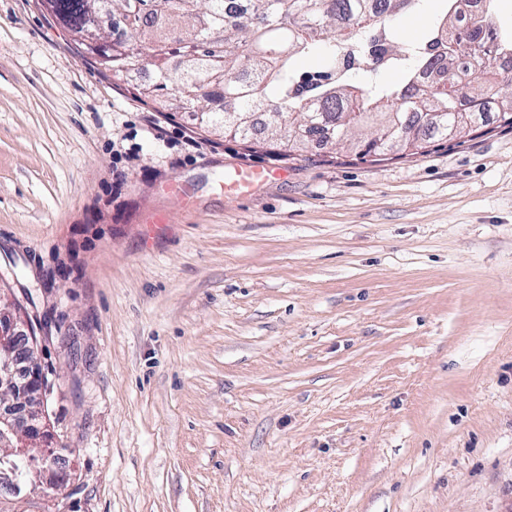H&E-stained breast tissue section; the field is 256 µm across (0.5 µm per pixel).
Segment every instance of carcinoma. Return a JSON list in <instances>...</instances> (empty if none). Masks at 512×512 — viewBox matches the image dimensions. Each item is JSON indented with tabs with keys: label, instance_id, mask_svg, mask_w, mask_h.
<instances>
[{
	"label": "carcinoma",
	"instance_id": "1",
	"mask_svg": "<svg viewBox=\"0 0 512 512\" xmlns=\"http://www.w3.org/2000/svg\"><path fill=\"white\" fill-rule=\"evenodd\" d=\"M138 38L137 55L154 67V80L134 83L141 100L175 92L178 107L201 112L204 131L221 130L249 140L251 117L266 119L265 144L290 153L306 147L319 125L330 121L332 147L364 160L385 159L391 150L423 153L431 139L477 131L476 116L494 113L512 126V81L483 78L492 59H512V39L499 38L486 0L482 27L468 33L448 24L456 0L418 41L394 39V17L414 11L421 0H251L249 12L227 17L224 0H111ZM101 0H46L47 10L76 34L84 53L120 75L129 55L120 42L93 44L84 33L95 24ZM467 53L475 65L457 61ZM312 56L324 68L304 79L298 64ZM442 65L438 81L420 72ZM391 68L394 84L352 81V73ZM408 122L413 136L393 147L383 137Z\"/></svg>",
	"mask_w": 512,
	"mask_h": 512
}]
</instances>
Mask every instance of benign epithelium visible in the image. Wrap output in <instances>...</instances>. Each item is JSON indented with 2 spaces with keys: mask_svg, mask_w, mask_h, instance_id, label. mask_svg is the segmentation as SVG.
I'll list each match as a JSON object with an SVG mask.
<instances>
[{
  "mask_svg": "<svg viewBox=\"0 0 512 512\" xmlns=\"http://www.w3.org/2000/svg\"><path fill=\"white\" fill-rule=\"evenodd\" d=\"M44 333L34 329L29 311L18 306L10 288L0 289V398L15 400L0 412V443L15 444L14 455L26 460L29 491L49 483L65 486L68 474L54 464L48 429L41 415L47 379L38 347Z\"/></svg>",
  "mask_w": 512,
  "mask_h": 512,
  "instance_id": "1",
  "label": "benign epithelium"
}]
</instances>
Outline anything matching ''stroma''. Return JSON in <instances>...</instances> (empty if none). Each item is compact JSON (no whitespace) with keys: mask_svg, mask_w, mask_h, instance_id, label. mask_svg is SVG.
Listing matches in <instances>:
<instances>
[{"mask_svg":"<svg viewBox=\"0 0 512 512\" xmlns=\"http://www.w3.org/2000/svg\"><path fill=\"white\" fill-rule=\"evenodd\" d=\"M171 102L0 0V272L69 474L14 512H512V128L364 162ZM260 178L261 174L258 172L236 169L233 173L224 176V190L235 191L242 194Z\"/></svg>","mask_w":512,"mask_h":512,"instance_id":"35a3bbf8","label":"stroma"}]
</instances>
